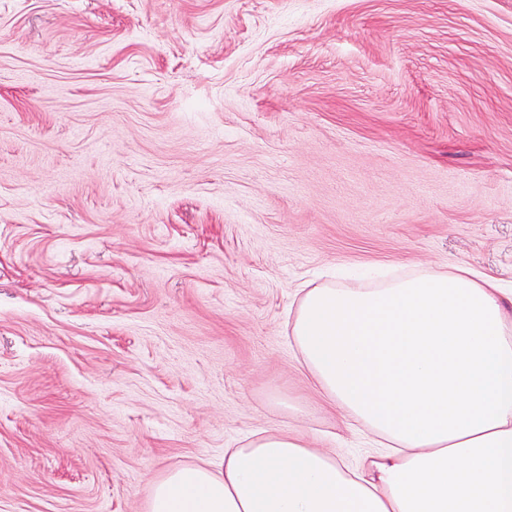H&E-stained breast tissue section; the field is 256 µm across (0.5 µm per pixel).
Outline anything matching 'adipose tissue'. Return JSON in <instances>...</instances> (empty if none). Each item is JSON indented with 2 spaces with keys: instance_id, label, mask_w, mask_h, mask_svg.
<instances>
[{
  "instance_id": "obj_1",
  "label": "adipose tissue",
  "mask_w": 512,
  "mask_h": 512,
  "mask_svg": "<svg viewBox=\"0 0 512 512\" xmlns=\"http://www.w3.org/2000/svg\"><path fill=\"white\" fill-rule=\"evenodd\" d=\"M293 341L323 394L383 440L354 472L269 433L156 481L148 512H512V291L456 267L306 287Z\"/></svg>"
}]
</instances>
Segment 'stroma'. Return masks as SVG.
I'll list each match as a JSON object with an SVG mask.
<instances>
[{
  "label": "stroma",
  "instance_id": "35a3bbf8",
  "mask_svg": "<svg viewBox=\"0 0 512 512\" xmlns=\"http://www.w3.org/2000/svg\"><path fill=\"white\" fill-rule=\"evenodd\" d=\"M453 266L512 282V0H0V512L360 469L300 286Z\"/></svg>",
  "mask_w": 512,
  "mask_h": 512
}]
</instances>
